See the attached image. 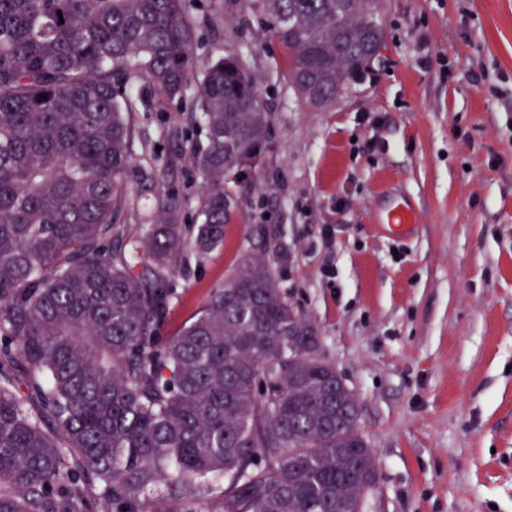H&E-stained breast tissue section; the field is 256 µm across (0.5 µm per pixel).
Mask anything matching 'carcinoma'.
I'll list each match as a JSON object with an SVG mask.
<instances>
[{"instance_id":"obj_1","label":"carcinoma","mask_w":512,"mask_h":512,"mask_svg":"<svg viewBox=\"0 0 512 512\" xmlns=\"http://www.w3.org/2000/svg\"><path fill=\"white\" fill-rule=\"evenodd\" d=\"M256 2L306 107L331 105L384 40L380 0ZM197 37L184 0H0V512H143L150 494L187 505L217 477L221 512H363L375 489L360 401L270 260L244 254L161 335L170 275L184 251L223 245L226 181L252 176L270 140L256 78L224 54L198 80L194 239L152 177L141 190L159 222L121 224L127 87L182 97Z\"/></svg>"}]
</instances>
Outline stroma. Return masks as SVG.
I'll return each mask as SVG.
<instances>
[{"instance_id":"stroma-1","label":"stroma","mask_w":512,"mask_h":512,"mask_svg":"<svg viewBox=\"0 0 512 512\" xmlns=\"http://www.w3.org/2000/svg\"><path fill=\"white\" fill-rule=\"evenodd\" d=\"M196 70L241 51L268 105L270 145L224 243L173 275L174 333L234 274L269 258L357 394L379 483L365 512H512V0H382L385 40L325 108L303 107L289 52L256 0H186ZM155 95L126 117L130 232L162 177L187 232L203 221L192 103ZM416 221L396 233L386 216Z\"/></svg>"}]
</instances>
